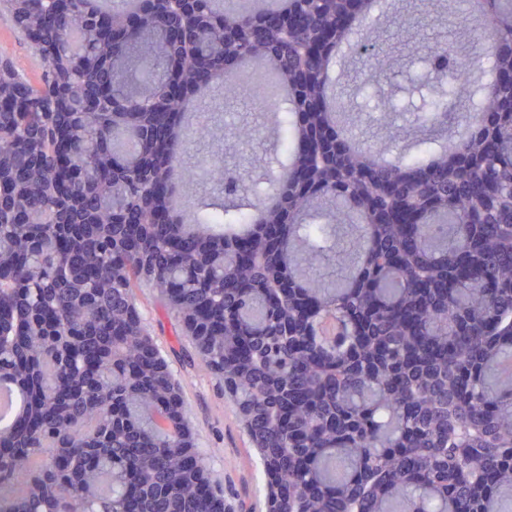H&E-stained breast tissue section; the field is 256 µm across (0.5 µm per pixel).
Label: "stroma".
<instances>
[{
  "mask_svg": "<svg viewBox=\"0 0 512 512\" xmlns=\"http://www.w3.org/2000/svg\"><path fill=\"white\" fill-rule=\"evenodd\" d=\"M407 9L415 17V25L401 26L389 21L368 29L381 52L394 63L389 82L371 85L373 58L357 56L344 66L342 81L348 92L346 105L352 111L351 119L358 131L371 140L388 138L392 125H407L414 119L426 70L419 64L406 66L404 54L440 33L447 37L455 33L461 44L469 42L464 33L469 12L466 0H453L448 27L440 33L426 25L427 9L420 6L419 0H409ZM1 49L31 81L40 79L41 58L9 21L0 18ZM271 105L270 98L256 94L251 85L242 84L235 99H222L199 111L192 128L191 158L219 153L229 164L249 161L252 184L259 191H266L269 187L267 173L271 168L268 141L244 144L235 140L232 133L245 124L262 125ZM135 306L183 391L197 446L210 457L212 480L224 486L226 512H265L263 469L240 426L234 401L218 387L215 377L207 370L184 362L183 357L192 345L182 322L167 309L149 280L139 281Z\"/></svg>",
  "mask_w": 512,
  "mask_h": 512,
  "instance_id": "stroma-1",
  "label": "stroma"
}]
</instances>
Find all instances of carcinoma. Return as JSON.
Segmentation results:
<instances>
[{
  "label": "carcinoma",
  "mask_w": 512,
  "mask_h": 512,
  "mask_svg": "<svg viewBox=\"0 0 512 512\" xmlns=\"http://www.w3.org/2000/svg\"><path fill=\"white\" fill-rule=\"evenodd\" d=\"M187 0L106 10L0 0L44 62L29 84L0 77V385L25 397L0 430V512H224V490L178 426L185 400L131 314L148 255L161 301L201 331L186 355L235 379L264 473L292 489L279 512H507L512 502V85L466 70L455 40L426 48L431 139L392 162L355 150L329 112L336 46L371 0H288L306 25L262 30L266 12ZM491 68L512 71V0H483ZM186 30L182 47L165 28ZM273 70L274 164L265 193L224 191V158L195 168L188 99L250 63ZM24 112L10 108L18 87ZM166 123L159 145L154 119ZM215 182L191 212L180 185ZM339 251L344 272L316 264Z\"/></svg>",
  "instance_id": "1"
}]
</instances>
